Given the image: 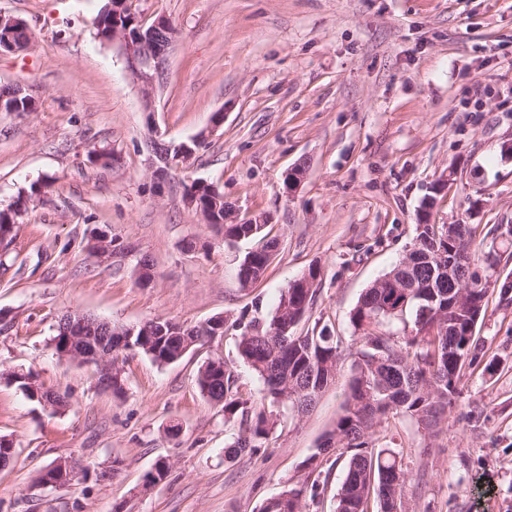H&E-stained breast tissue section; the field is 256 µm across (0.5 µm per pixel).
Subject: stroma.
Wrapping results in <instances>:
<instances>
[{
  "label": "stroma",
  "mask_w": 512,
  "mask_h": 512,
  "mask_svg": "<svg viewBox=\"0 0 512 512\" xmlns=\"http://www.w3.org/2000/svg\"><path fill=\"white\" fill-rule=\"evenodd\" d=\"M103 0H0L22 18L26 50L0 53V86L19 85L34 112H0V209L53 180L19 219L0 266V512H259L302 487L315 459L322 491L305 512H336L344 461L319 454L354 373L350 312L411 247L418 220L466 223L495 266L465 367L439 432L397 416L377 430L407 483L402 512H512V0H132L145 23L178 30L164 87L146 100L123 50L102 42ZM224 123L188 165L158 183L150 144L190 141L216 111ZM114 161L91 164L92 149ZM303 167L286 196L284 179ZM218 184L239 218L267 215L278 250L264 278L241 287L254 238L225 245L183 201L184 182ZM105 233L124 247L101 259ZM152 278L138 281L140 261ZM321 269L311 321L333 325L344 352L313 409L283 417L259 452L229 460L238 430L196 384L201 364L232 366L243 397L263 384L239 361L234 330L176 363L121 356L124 393L96 384L94 367L59 358L51 337L78 311L116 326L152 318L197 325L256 308L310 265ZM64 395L54 412L27 398L14 373ZM60 458L87 469L43 486ZM166 459V479L144 489Z\"/></svg>",
  "instance_id": "35a3bbf8"
}]
</instances>
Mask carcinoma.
I'll return each mask as SVG.
<instances>
[{
  "mask_svg": "<svg viewBox=\"0 0 512 512\" xmlns=\"http://www.w3.org/2000/svg\"><path fill=\"white\" fill-rule=\"evenodd\" d=\"M96 30L102 39L111 36L112 12H98ZM212 186L193 180L183 184V194L196 199L195 209L201 214L212 217L213 226L224 232V242L260 236L264 225L226 224L224 210L211 211ZM277 246L271 238L261 251H251L240 260L241 287L249 288L263 278L270 265L263 251ZM453 251L471 270L489 260L474 244L468 224L417 225L410 253L366 288L350 313L357 360L343 411L326 435V442L347 454L346 476L336 491V512H367L372 497L379 502V512H398L406 476H398L402 468L393 450L373 444L377 428L389 417L402 415L428 430H439L462 368L477 360L473 330L485 312L488 288L477 275L461 285L439 273L438 259ZM318 291L301 287L298 278L282 290L271 317L250 318L243 312L231 323L239 331L238 358L263 381L270 404L243 398L227 362L199 367L201 393L222 405L224 420L240 423L227 453L257 452L278 425L279 414L269 405L297 416L305 414L334 380L342 358V341L335 329L315 325L294 335ZM394 321L404 323L403 335L391 336L381 329ZM179 349L180 335L168 333L145 337L135 351L168 365L181 359ZM304 492L303 488L283 491L284 508L274 512H303Z\"/></svg>",
  "mask_w": 512,
  "mask_h": 512,
  "instance_id": "cac0c4a2",
  "label": "carcinoma"
}]
</instances>
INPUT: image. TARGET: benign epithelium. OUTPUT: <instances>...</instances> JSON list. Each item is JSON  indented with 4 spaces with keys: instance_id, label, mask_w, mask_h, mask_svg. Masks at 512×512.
Wrapping results in <instances>:
<instances>
[{
    "instance_id": "benign-epithelium-1",
    "label": "benign epithelium",
    "mask_w": 512,
    "mask_h": 512,
    "mask_svg": "<svg viewBox=\"0 0 512 512\" xmlns=\"http://www.w3.org/2000/svg\"><path fill=\"white\" fill-rule=\"evenodd\" d=\"M121 7H112V38L124 51L130 74L142 85L146 98H151L156 91L163 87L167 57L171 48L169 41L170 25L165 19H159L150 26L140 22L136 34L121 25ZM153 153L164 166L155 169L158 183L166 180L167 166L172 163L171 154L186 162L195 154L189 143L168 144L160 140L153 141ZM164 330L159 319L143 321L135 326L116 328L106 320L86 316L80 312L70 313L60 319L58 331L61 334V350L63 358L85 363L96 367L99 386L112 391V375L116 365L112 364V336L121 335L129 348L136 345L131 343L133 336H150ZM51 479L43 482L45 486H68L76 475V466L69 459L57 460L49 467Z\"/></svg>"
}]
</instances>
